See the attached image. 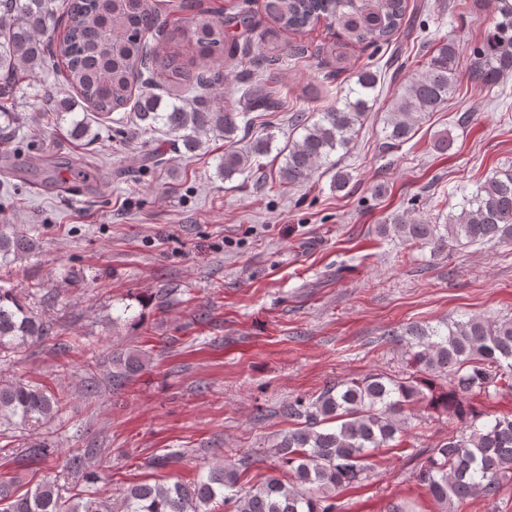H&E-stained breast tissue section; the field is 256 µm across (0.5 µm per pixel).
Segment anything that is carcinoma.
<instances>
[{
  "label": "carcinoma",
  "instance_id": "obj_1",
  "mask_svg": "<svg viewBox=\"0 0 512 512\" xmlns=\"http://www.w3.org/2000/svg\"><path fill=\"white\" fill-rule=\"evenodd\" d=\"M499 18L475 53L469 80L488 87L512 73V4L497 0ZM406 0H265L268 17L280 28L300 34L322 19L343 45L386 42L401 27ZM65 18L62 33L46 35L50 25ZM162 23L153 0H0V112L8 117L6 100L19 75L34 77L44 64L59 68L67 90L75 98L60 99L46 90L49 110L64 120L76 101L94 113L98 123L122 109H130L144 129L182 142L188 151L199 148L202 137H224L226 148L219 172L229 180L259 167V158L272 151L274 136L263 133L237 148L239 120L246 114L278 105L267 85L249 82L242 96L222 98L224 66L251 49L269 65L282 60L276 35L251 40L252 16L241 9L214 21L199 12L188 22L189 44L211 66L191 73L180 55L164 50ZM459 52L452 41L433 48L423 70L412 76L395 97L387 120L386 140L400 147L410 139L415 123L440 111L452 98L459 80ZM171 78L168 101L155 93L154 72ZM377 76L369 69L356 74L342 104L314 115L300 114V138L288 142L277 155L284 158L281 182L301 184L339 151L348 153L359 127L371 110ZM83 182L91 174L70 158L43 160L34 168L42 182H62V174ZM460 211L444 224H425L397 215L380 228L407 240L442 251L456 243L512 245V165L502 167L462 198ZM23 233L0 230V267L33 249ZM42 319L16 288L0 286V354L15 352L51 335ZM405 359L413 371L398 375L376 372L361 379L329 384L312 397L296 399L283 408L292 428L270 448L276 472L248 487L238 485L239 473L222 466L190 483L135 484L114 502L106 498H65L57 479L49 476L19 494L11 481L0 482V512H215L221 500L233 512H338L336 491L367 478L372 452L401 437L408 428L406 410L431 399L428 382L419 372L448 379V389L436 402L448 420L463 424L448 441L429 450L419 482L439 506V512H461L475 499L492 503L503 483L512 480V414L478 423L470 396L489 388L512 387V319L489 321L470 316L436 326L408 327ZM147 359L137 350L112 360V385L118 387L137 373ZM65 392H53L32 381L0 382V421L35 426L55 417L66 405ZM55 449L43 439L31 441L14 462L43 465ZM98 449L85 448L68 459L85 484L101 479L95 460Z\"/></svg>",
  "mask_w": 512,
  "mask_h": 512
}]
</instances>
